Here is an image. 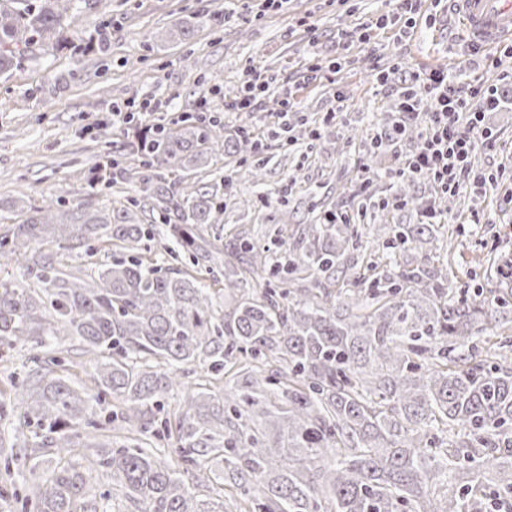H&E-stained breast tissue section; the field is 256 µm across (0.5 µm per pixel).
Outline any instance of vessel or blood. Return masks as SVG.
Wrapping results in <instances>:
<instances>
[{"instance_id": "b4317fda", "label": "vessel or blood", "mask_w": 512, "mask_h": 512, "mask_svg": "<svg viewBox=\"0 0 512 512\" xmlns=\"http://www.w3.org/2000/svg\"><path fill=\"white\" fill-rule=\"evenodd\" d=\"M460 27L476 45L512 38V0H453Z\"/></svg>"}]
</instances>
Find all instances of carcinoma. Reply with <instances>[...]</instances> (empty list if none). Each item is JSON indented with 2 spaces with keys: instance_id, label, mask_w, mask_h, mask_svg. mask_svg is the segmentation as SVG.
Returning <instances> with one entry per match:
<instances>
[{
  "instance_id": "1",
  "label": "carcinoma",
  "mask_w": 512,
  "mask_h": 512,
  "mask_svg": "<svg viewBox=\"0 0 512 512\" xmlns=\"http://www.w3.org/2000/svg\"><path fill=\"white\" fill-rule=\"evenodd\" d=\"M77 0H0V77L36 45L72 46ZM129 146L143 172L137 190L159 213L167 249L195 273H160L141 256L153 228L130 208L33 207L0 235V267L24 268L31 283L0 280V345L76 336L91 356L98 392L126 405L107 425L127 444L100 457L140 512H216L184 479L220 494L231 479L261 499L260 512H512V276L507 255L493 273L458 287L451 265L433 260V224L373 225L383 254L361 246L355 224H317L282 250L243 240L219 247L204 228L226 203L194 183L161 174L205 165L220 136L200 117L182 127L134 123ZM115 162L94 166L109 186ZM109 242L126 257L89 278L62 270L58 256ZM415 251L417 262L404 255ZM271 271L277 284L247 287ZM219 273L221 288L203 284ZM499 338V360L478 341ZM197 362L240 370L215 391L183 400L175 424L162 401L178 373ZM33 447L57 457L33 492L31 512H112L111 492L74 461L72 428L92 413L80 384L49 369L21 384ZM460 426L456 439L444 437ZM173 434L180 463L153 458L140 436Z\"/></svg>"
}]
</instances>
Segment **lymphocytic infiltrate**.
<instances>
[{"label":"lymphocytic infiltrate","instance_id":"f902f5d3","mask_svg":"<svg viewBox=\"0 0 512 512\" xmlns=\"http://www.w3.org/2000/svg\"><path fill=\"white\" fill-rule=\"evenodd\" d=\"M493 87L481 82H458L443 71L415 77L413 86L395 93V133H403L415 119L424 128L415 152L401 162L399 175L428 179L435 190L453 194L464 187L495 189V175L473 169L470 158L477 146L492 147L484 128L486 110L496 107Z\"/></svg>","mask_w":512,"mask_h":512}]
</instances>
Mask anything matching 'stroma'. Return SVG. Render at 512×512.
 I'll return each mask as SVG.
<instances>
[{
  "mask_svg": "<svg viewBox=\"0 0 512 512\" xmlns=\"http://www.w3.org/2000/svg\"><path fill=\"white\" fill-rule=\"evenodd\" d=\"M393 0H285L265 7L262 0H84L77 27L83 38L109 28L106 52L74 62L70 50H39L0 79V233L21 223L28 208L50 198L68 206L124 207L137 200L134 174L138 157L126 149L125 126L112 115L128 101L163 102L147 121L177 128L183 113L203 100L218 121L225 142L250 130L261 148L226 155L216 151L209 167L191 173L192 181L221 194H247L254 204L227 206L222 224L206 229L221 243L246 238L258 242L292 240L332 214L356 215L366 209L370 224H423L421 204L434 200L435 222L453 240V272L459 283L482 281L490 251L512 255V197L465 189L454 200L435 198L428 181L419 196L400 199V159L415 144L385 139L393 88L432 69L464 72L497 87L500 107L487 117L496 137L491 150L473 156L476 169L512 175V54L503 48L475 49L460 34L450 10L436 23L418 21L413 32L377 29L370 43H343L340 35L393 12ZM202 17L188 41L169 43L167 30ZM497 66H486L488 57ZM340 61L333 79L312 80L313 64ZM269 82L251 111L234 109L236 93L250 72ZM387 74V81L377 78ZM290 100V121L308 129L296 139L282 132L276 114ZM116 156L128 178L108 188L87 184L89 168L102 156ZM264 162L263 185L249 172ZM489 216L471 223L472 214ZM78 338L35 347H0V395L12 396L13 381L23 380L44 361L62 360V373L93 387L94 369L81 354ZM0 437L13 448L10 465L0 464V483L23 472L26 486L41 483L55 465L47 452L32 450L26 429L0 420Z\"/></svg>",
  "mask_w": 512,
  "mask_h": 512,
  "instance_id": "obj_1",
  "label": "stroma"
}]
</instances>
